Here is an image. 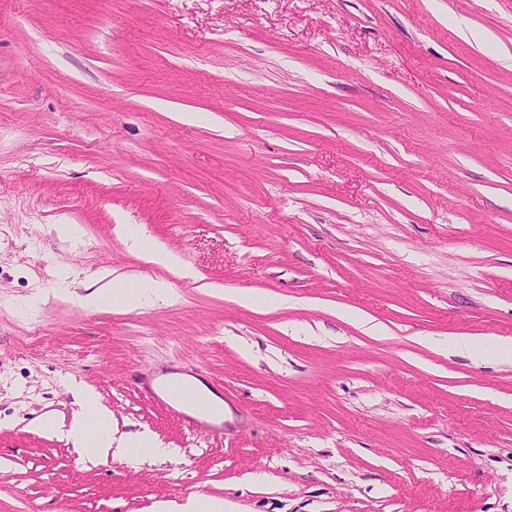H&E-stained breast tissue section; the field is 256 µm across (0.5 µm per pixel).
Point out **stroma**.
<instances>
[{
    "instance_id": "stroma-1",
    "label": "stroma",
    "mask_w": 512,
    "mask_h": 512,
    "mask_svg": "<svg viewBox=\"0 0 512 512\" xmlns=\"http://www.w3.org/2000/svg\"><path fill=\"white\" fill-rule=\"evenodd\" d=\"M116 278L180 300L60 297ZM453 337L512 338V0H0V512H512V360ZM86 389L175 456L84 461ZM157 512H224V499L199 493L189 496L181 504L162 503Z\"/></svg>"
}]
</instances>
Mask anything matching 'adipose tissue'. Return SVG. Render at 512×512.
<instances>
[{
	"instance_id": "adipose-tissue-1",
	"label": "adipose tissue",
	"mask_w": 512,
	"mask_h": 512,
	"mask_svg": "<svg viewBox=\"0 0 512 512\" xmlns=\"http://www.w3.org/2000/svg\"><path fill=\"white\" fill-rule=\"evenodd\" d=\"M73 301L96 308L104 304L125 308L133 304L151 306L157 303L171 304L178 295L163 281H151L137 288H101L81 295L73 294ZM66 436L75 450L90 462L97 463L108 457H164L168 451L149 432L115 435L108 413L92 396H85L81 411L70 423Z\"/></svg>"
}]
</instances>
